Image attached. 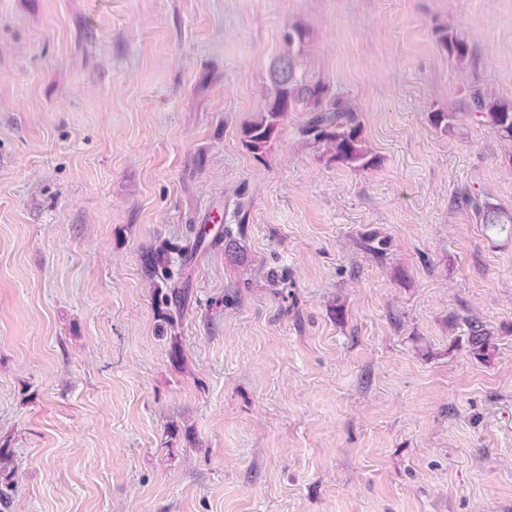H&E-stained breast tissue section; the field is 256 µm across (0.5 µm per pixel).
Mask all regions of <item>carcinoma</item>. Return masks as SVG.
<instances>
[{"label": "carcinoma", "mask_w": 512, "mask_h": 512, "mask_svg": "<svg viewBox=\"0 0 512 512\" xmlns=\"http://www.w3.org/2000/svg\"><path fill=\"white\" fill-rule=\"evenodd\" d=\"M286 50L273 58L268 72L265 102L256 117L242 127L243 142L256 156L271 149L280 126L290 112H305L299 126L302 143L321 150V156L351 170H365L375 162L362 135L359 107L351 100L331 91L324 82L308 81L299 74L300 59L310 41V29L295 24L283 35ZM439 48L465 66L472 60L468 42L441 27L435 30ZM469 116L492 126L500 138L512 143V100L473 91ZM459 112L454 105L430 113L431 124L449 133L457 124ZM475 212L489 231L503 232L512 224V212L497 204L476 198L470 200ZM467 347L473 358L489 361L495 352L490 336L477 321H467Z\"/></svg>", "instance_id": "1"}]
</instances>
